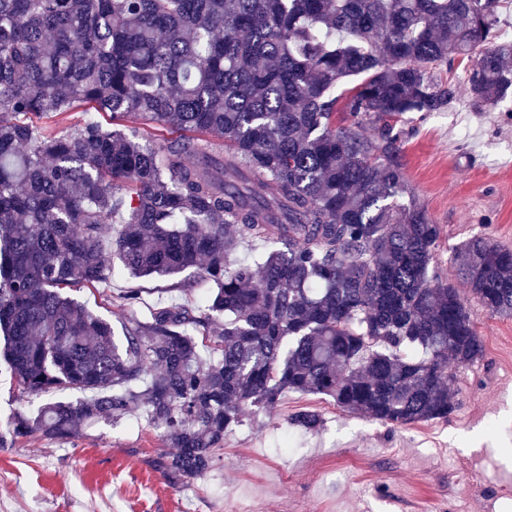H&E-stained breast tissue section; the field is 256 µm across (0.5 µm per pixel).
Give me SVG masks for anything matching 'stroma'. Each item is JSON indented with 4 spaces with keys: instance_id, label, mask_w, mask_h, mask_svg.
I'll use <instances>...</instances> for the list:
<instances>
[{
    "instance_id": "1",
    "label": "stroma",
    "mask_w": 512,
    "mask_h": 512,
    "mask_svg": "<svg viewBox=\"0 0 512 512\" xmlns=\"http://www.w3.org/2000/svg\"><path fill=\"white\" fill-rule=\"evenodd\" d=\"M405 176L442 229L439 270L482 233L512 248V101L477 112L460 97L448 112L412 119ZM131 283L123 270L72 297L113 324ZM484 359L459 369L450 421L396 430L339 409L330 397L288 394L273 411L246 414L213 467L187 479L163 471L160 430L130 417L78 436L0 443V512H512V318L471 302ZM302 412L316 430L296 426Z\"/></svg>"
}]
</instances>
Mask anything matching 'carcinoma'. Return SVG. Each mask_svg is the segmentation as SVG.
<instances>
[{"mask_svg":"<svg viewBox=\"0 0 512 512\" xmlns=\"http://www.w3.org/2000/svg\"><path fill=\"white\" fill-rule=\"evenodd\" d=\"M500 0H0V350L22 392L12 438L139 413L164 470L194 478L249 410L331 397L390 428L447 420L485 357L468 297L436 271L397 125L512 98ZM363 79L336 93L345 79ZM104 113L56 130L81 108ZM369 122L362 137L337 122ZM258 183L262 194L252 193ZM206 285L121 335L63 289L112 275ZM258 242L256 263L229 262ZM457 277L512 317V249L477 235ZM68 389L74 400L50 394Z\"/></svg>","mask_w":512,"mask_h":512,"instance_id":"carcinoma-1","label":"carcinoma"}]
</instances>
